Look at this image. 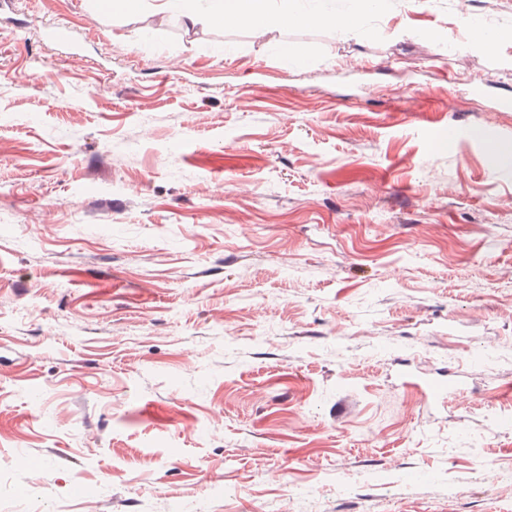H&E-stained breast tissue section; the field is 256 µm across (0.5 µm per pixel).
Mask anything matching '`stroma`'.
Instances as JSON below:
<instances>
[{
	"instance_id": "stroma-1",
	"label": "stroma",
	"mask_w": 512,
	"mask_h": 512,
	"mask_svg": "<svg viewBox=\"0 0 512 512\" xmlns=\"http://www.w3.org/2000/svg\"><path fill=\"white\" fill-rule=\"evenodd\" d=\"M326 7L0 0V512H512V0ZM208 10L198 12L184 5L186 0H165V10L177 11L184 23L195 26L202 23L237 25L264 29L288 22V15L272 11V0H209ZM296 17L303 23H329L343 32H349L357 26V20L349 15L327 14L317 9H313Z\"/></svg>"
}]
</instances>
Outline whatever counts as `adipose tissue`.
<instances>
[{
    "mask_svg": "<svg viewBox=\"0 0 512 512\" xmlns=\"http://www.w3.org/2000/svg\"><path fill=\"white\" fill-rule=\"evenodd\" d=\"M211 5L203 12L195 11L186 0H165L164 9L178 12L184 23L194 26L202 23L237 25L264 29L286 23L287 15L271 9V0H210Z\"/></svg>",
    "mask_w": 512,
    "mask_h": 512,
    "instance_id": "obj_1",
    "label": "adipose tissue"
}]
</instances>
